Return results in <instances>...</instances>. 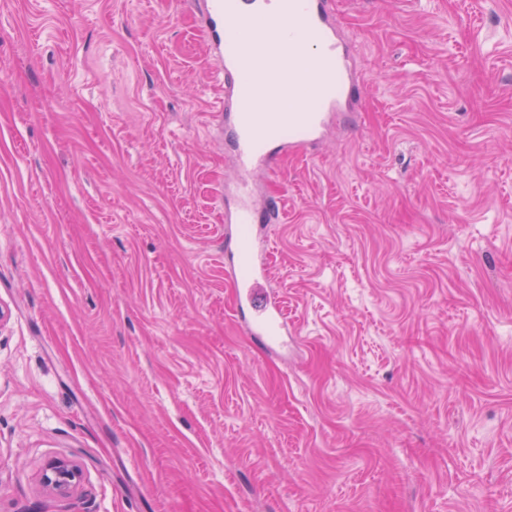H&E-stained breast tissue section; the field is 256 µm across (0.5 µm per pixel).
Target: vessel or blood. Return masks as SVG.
<instances>
[{"label": "vessel or blood", "mask_w": 512, "mask_h": 512, "mask_svg": "<svg viewBox=\"0 0 512 512\" xmlns=\"http://www.w3.org/2000/svg\"><path fill=\"white\" fill-rule=\"evenodd\" d=\"M204 23L208 45L220 63L224 93L216 104L231 128V151L236 179L225 185L234 204L224 210L225 223L235 228L238 258L230 278L236 295L237 316L251 335L267 346L282 344L288 321L281 308L260 289L265 270L258 246L259 223L277 224L282 218L277 197L256 201L257 175L275 172L278 161L266 144L294 154L317 140L335 113L348 112L360 96L357 78L349 66L352 45L343 40L333 22L329 0H206ZM259 26L268 57L306 49L316 64L310 92L311 112H253L255 96L244 76L254 65L250 51L239 40L242 29Z\"/></svg>", "instance_id": "b4317fda"}]
</instances>
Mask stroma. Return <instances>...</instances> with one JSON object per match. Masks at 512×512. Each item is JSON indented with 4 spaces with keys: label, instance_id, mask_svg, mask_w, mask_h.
I'll list each match as a JSON object with an SVG mask.
<instances>
[{
    "label": "stroma",
    "instance_id": "stroma-1",
    "mask_svg": "<svg viewBox=\"0 0 512 512\" xmlns=\"http://www.w3.org/2000/svg\"><path fill=\"white\" fill-rule=\"evenodd\" d=\"M332 10L359 108L261 179L266 349L199 0H0V512H512V0ZM41 481L49 491L67 494L79 483L80 473L78 468L67 459H51L45 466Z\"/></svg>",
    "mask_w": 512,
    "mask_h": 512
}]
</instances>
